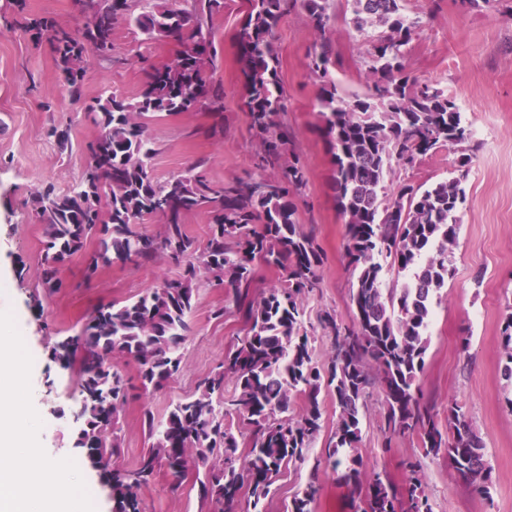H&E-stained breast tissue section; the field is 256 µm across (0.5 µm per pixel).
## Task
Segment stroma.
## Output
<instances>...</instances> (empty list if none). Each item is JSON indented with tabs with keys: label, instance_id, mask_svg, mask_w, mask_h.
I'll use <instances>...</instances> for the list:
<instances>
[{
	"label": "stroma",
	"instance_id": "1",
	"mask_svg": "<svg viewBox=\"0 0 512 512\" xmlns=\"http://www.w3.org/2000/svg\"><path fill=\"white\" fill-rule=\"evenodd\" d=\"M13 0H0V267L10 273L11 301L24 318L19 344L30 358L28 392L41 419V442L47 459L73 463L87 474L81 451L74 445L77 424V374L50 356L58 339L71 335L97 306L135 298L162 278L176 277L167 260L115 265L86 278L82 257L67 262L65 286L35 309L31 295L44 249L43 226L32 210L35 191L53 184L65 192L79 183L88 162L86 145L96 129L83 119L82 105L61 84L47 43H34L13 29ZM330 38L336 65L330 77L345 95L367 90V35L353 30L349 0H334ZM404 13L413 24L406 64L412 75L438 84L455 98L470 124L477 151L463 184L458 238L449 259L453 276L433 300L430 345L420 386L434 407L440 425L448 423V404L457 402L472 418L486 446L493 469L490 497L462 487L444 457L423 461L424 491L434 512H512V380L505 379L501 328L512 308V0L490 9L460 12L454 0H405ZM244 15L243 0H224L216 17L220 58L214 81L224 86V137L209 136L211 113L187 112L152 122L149 134L157 154L156 178L165 180L204 160L203 175L221 184L238 178L270 179L272 169L257 166L259 142L240 108L239 80L234 62V36ZM118 60L92 63L84 81L85 99L107 92L127 97L138 92L139 58L155 65L171 62L173 44L147 45L127 23L115 29ZM314 42L303 11L284 17L278 30L281 83L288 98L279 119L295 133L293 149L306 163L308 184L299 199L298 220L313 231L324 252L319 269L321 288L302 304L303 322L312 329V357L324 364L332 339L317 327L324 310L350 319L353 277L345 258V228L330 188L329 148L316 130V99L320 82L307 67ZM70 125L71 145L57 148L48 130ZM457 155L443 148L412 169L392 167L387 188L400 183L425 187L449 177ZM225 289L201 284L191 315L192 332L182 348L180 370L162 388L129 398L120 419L119 461L132 465L152 441L143 422L144 410L162 421L169 406L195 394L199 383L224 361L243 324L228 307ZM222 318H214L217 308ZM468 351H461L462 338ZM384 410L373 397L363 421L361 453L369 465L386 471L395 483L406 474L402 462L420 455L417 439L384 444ZM147 512H209L201 502L194 476L174 485L158 473L144 489Z\"/></svg>",
	"mask_w": 512,
	"mask_h": 512
}]
</instances>
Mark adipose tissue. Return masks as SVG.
I'll return each mask as SVG.
<instances>
[{
    "mask_svg": "<svg viewBox=\"0 0 512 512\" xmlns=\"http://www.w3.org/2000/svg\"><path fill=\"white\" fill-rule=\"evenodd\" d=\"M19 323L17 315L0 316V512H81L83 478L48 461L40 446L39 419L25 396Z\"/></svg>",
    "mask_w": 512,
    "mask_h": 512,
    "instance_id": "1",
    "label": "adipose tissue"
}]
</instances>
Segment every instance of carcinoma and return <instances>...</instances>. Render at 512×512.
I'll return each mask as SVG.
<instances>
[{"mask_svg":"<svg viewBox=\"0 0 512 512\" xmlns=\"http://www.w3.org/2000/svg\"><path fill=\"white\" fill-rule=\"evenodd\" d=\"M245 2L235 34L241 108L259 139V166L277 168L279 176L223 184L197 172L201 161L157 179V150L147 130L154 120L201 111L218 117L211 135H224V87L209 75L217 68L214 20L224 0L182 5L178 0H84L87 17L77 30L49 16L31 17L25 0L16 2V25L32 40H47L59 78L75 100L82 98L89 61L114 60L118 21L134 25L147 42L181 46L170 63L144 68L134 98L110 94L85 105L84 119L98 134L88 144L81 181L68 192L47 185L33 197L45 237L38 290L32 294L37 303L41 293L62 287L64 266L92 237L97 244L85 258L88 278L114 264L164 257L182 269L134 299L94 308L74 334L51 347L54 361L78 372L76 447L99 473L112 512H146L142 490L160 468L180 484L200 466L208 469L198 485L202 502L218 512H241L246 488V512H263L282 470L308 463L322 428L320 396L326 393L336 400V426L289 512H312L323 469L350 488L353 512H434L423 489L422 458L404 462L407 476L400 486L380 471L366 470L359 448L362 419L377 389L386 447L395 438L415 437L423 458H448L463 486L489 498L492 468L470 417L450 402L448 430L442 431L419 386L433 297L453 273L448 247L458 236L456 214L472 162V131L443 88L406 71L404 47L412 25L403 0H351L353 27L361 32L375 24L382 31L369 39L370 89L349 99L329 79L335 59L328 35L331 0ZM296 7L315 36L308 67L322 82L318 129L330 148V187L345 225V255L354 278L351 319L329 311L320 318L321 329L333 337L332 354L321 366L312 359L301 305L319 288L324 253L299 224L297 199L307 185V170L289 148L293 134L277 121L287 109L277 29ZM447 146L458 153L457 175L423 190L401 183L385 198L392 165L414 168ZM201 208L210 216L203 242L185 224L186 216ZM147 218L160 219L158 236L141 231ZM259 264L280 270L281 278L257 297L253 283ZM386 267L407 279L385 287ZM203 281L228 289L245 335L193 396L172 405L163 422L155 424L151 411H144L154 443L133 465L120 466L118 423L124 405L131 391L156 389L179 370ZM501 333L503 373L512 380V312ZM130 360L138 365V386L121 371V363ZM229 381L234 383L230 393ZM296 395L304 397L305 407L294 418L288 412ZM235 420L250 433L243 456Z\"/></svg>","mask_w":512,"mask_h":512,"instance_id":"1","label":"carcinoma"}]
</instances>
